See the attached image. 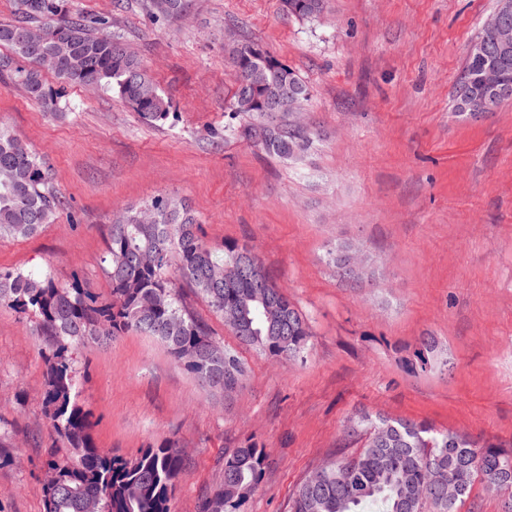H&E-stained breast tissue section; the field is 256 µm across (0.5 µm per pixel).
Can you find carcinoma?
I'll return each mask as SVG.
<instances>
[{
  "mask_svg": "<svg viewBox=\"0 0 512 512\" xmlns=\"http://www.w3.org/2000/svg\"><path fill=\"white\" fill-rule=\"evenodd\" d=\"M66 0H16L12 20L0 22V80L21 89L46 112L60 108V92L46 84L49 70L64 83L104 86L141 119L164 122L170 102L159 92L147 68L109 21L68 10ZM325 0H281L282 11L298 19L318 17ZM153 19L178 17L186 0H144ZM49 53L54 65L38 58ZM235 82L232 105L237 115L266 118L265 109L285 94L288 82L306 83L260 42L246 41L232 56ZM499 66L508 93L488 98L489 108L512 101V56L469 53L458 82L454 111L464 113L461 93L481 88L480 74ZM294 133L269 129L266 151L291 156ZM61 201L40 158L0 123V238L23 239L52 223ZM250 250L226 243L216 250L203 239L198 219L182 200L158 195L129 206L112 218L106 263L111 283L102 302L78 281L60 285L21 270L0 269V306L34 318V335L45 358L43 407L60 438L46 466L56 472L43 488L45 512H171L170 501L183 461L182 449L166 441L142 449L133 459L100 454L82 405L75 401L74 348L89 341L114 340L130 330L161 340L178 362L192 349L185 368L215 391L232 392L245 379L237 354L216 341L180 303L176 277L187 279L220 315L232 309L240 327L237 340L280 360L303 353L310 323L269 278H253L240 265ZM352 252L338 244L327 259L345 268ZM369 429L362 450L337 458L311 474L297 489L291 512H359L379 501L384 512H461L476 482H497L512 499V449L478 442L467 434L437 431L424 423L384 416H362ZM265 450L254 443L224 458L220 486L201 512H236L256 488ZM460 486L448 500V484Z\"/></svg>",
  "mask_w": 512,
  "mask_h": 512,
  "instance_id": "obj_1",
  "label": "carcinoma"
}]
</instances>
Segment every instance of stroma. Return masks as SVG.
<instances>
[{
    "label": "stroma",
    "instance_id": "stroma-1",
    "mask_svg": "<svg viewBox=\"0 0 512 512\" xmlns=\"http://www.w3.org/2000/svg\"><path fill=\"white\" fill-rule=\"evenodd\" d=\"M495 2L328 0L299 20L279 0H189L183 16L155 21L143 0H69L111 20L169 99V119L148 124L111 91L51 74L57 112L0 83V123L61 198L37 234L0 239V268L77 278L107 298L113 212L169 194L191 205L207 243L256 253L311 321L303 357L282 362L239 344L177 281L186 310L246 366L228 396L139 332L78 347L75 395L102 454L183 449L171 512H201L225 455L248 443L266 460L240 512H290L313 471L360 452L346 426L361 412L512 443V102L481 119L453 110ZM234 37L262 42L307 82L302 157L269 154L259 123L231 116ZM336 243L366 256L362 285L329 263ZM32 330L31 316L0 307V512H44L57 442ZM425 337L436 350L421 369L412 352Z\"/></svg>",
    "mask_w": 512,
    "mask_h": 512
}]
</instances>
